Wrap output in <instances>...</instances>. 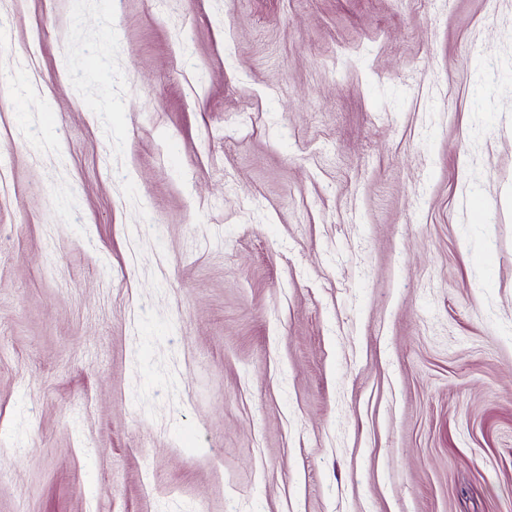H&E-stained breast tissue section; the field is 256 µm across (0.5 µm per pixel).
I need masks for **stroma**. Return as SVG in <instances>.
<instances>
[{"label":"stroma","mask_w":512,"mask_h":512,"mask_svg":"<svg viewBox=\"0 0 512 512\" xmlns=\"http://www.w3.org/2000/svg\"><path fill=\"white\" fill-rule=\"evenodd\" d=\"M0 28V512H512V0Z\"/></svg>","instance_id":"stroma-1"}]
</instances>
